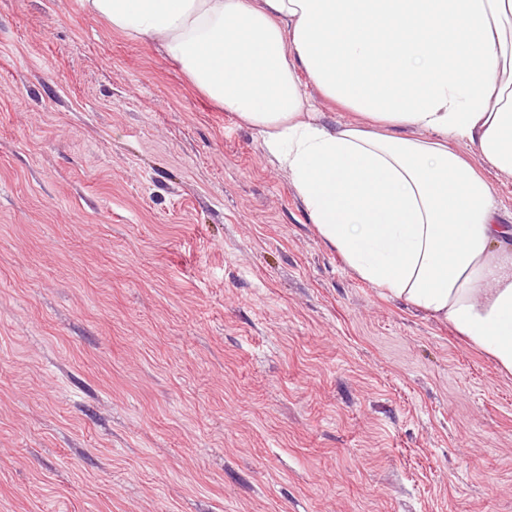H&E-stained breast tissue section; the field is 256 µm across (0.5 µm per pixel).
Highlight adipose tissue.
Segmentation results:
<instances>
[{
    "label": "adipose tissue",
    "mask_w": 512,
    "mask_h": 512,
    "mask_svg": "<svg viewBox=\"0 0 512 512\" xmlns=\"http://www.w3.org/2000/svg\"><path fill=\"white\" fill-rule=\"evenodd\" d=\"M81 7L252 128L360 279L512 375V225L485 176L512 177V0ZM326 101L354 120L328 122Z\"/></svg>",
    "instance_id": "ef3b65f1"
}]
</instances>
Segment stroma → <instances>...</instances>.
I'll return each instance as SVG.
<instances>
[{"instance_id":"stroma-1","label":"stroma","mask_w":512,"mask_h":512,"mask_svg":"<svg viewBox=\"0 0 512 512\" xmlns=\"http://www.w3.org/2000/svg\"><path fill=\"white\" fill-rule=\"evenodd\" d=\"M0 512H512V376L154 42L0 0Z\"/></svg>"}]
</instances>
